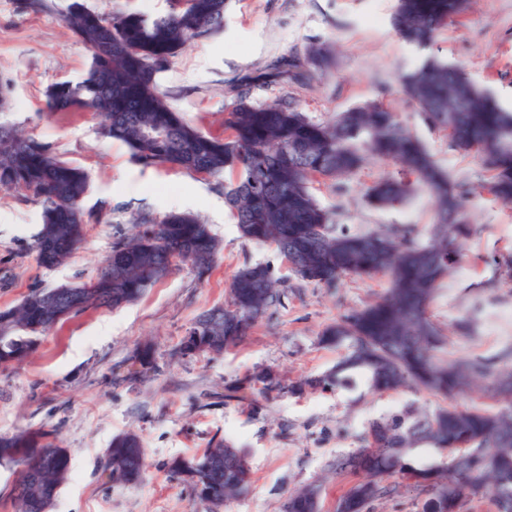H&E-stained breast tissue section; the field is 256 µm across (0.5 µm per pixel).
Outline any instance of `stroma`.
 Masks as SVG:
<instances>
[{
    "label": "stroma",
    "instance_id": "1",
    "mask_svg": "<svg viewBox=\"0 0 512 512\" xmlns=\"http://www.w3.org/2000/svg\"><path fill=\"white\" fill-rule=\"evenodd\" d=\"M70 0H53L49 13L23 9V0H0V125L14 126L89 175L84 200L102 211L80 247L60 266H39L31 246L40 207L18 193L0 191V310L18 304L36 286L52 287L95 277L112 245L130 235L147 213H192L209 224L223 250L205 278L180 264L136 301L118 309L89 311L44 335L22 363L0 367V436L16 431L55 433L70 459L69 476L51 512H208L187 486L173 478L169 462L201 454L227 439L249 450L252 483L223 512H282L295 488L320 484L323 512H334L348 487L333 475L338 455L359 448L369 423L410 407L426 411L441 398L409 389L372 395L363 389L322 392L294 386L322 375L343 349L319 336L344 313L385 293L387 276L344 279L330 290L315 284L290 291L262 317L239 346L221 355L183 356L180 342L196 317L225 305L234 274L246 264L267 263L278 276L293 274L276 250L240 238L224 190L216 179L138 161L129 147L103 138L92 112L53 113L46 91L58 81H81L90 65L87 48L65 27ZM396 0H230L220 30L191 39L158 76L170 105L201 131L224 135L233 86L263 72L281 57L305 58L326 44L332 61L315 69L304 86L253 87L250 100L265 104L292 97L314 122H331L349 107L379 102L395 112L445 169L451 181L468 183L466 213L473 228L462 242L463 259L442 282L430 306L451 360L492 359L512 348V205L488 190L490 173L476 154L452 147L447 131L425 121L403 92V73L434 56L460 67L512 110V0H471L469 8L420 49L402 41L392 25ZM385 161L368 162L347 178L316 181L311 191L334 211L337 227L365 233L390 225L412 226L427 240L434 205L415 190L402 205L378 208L367 198L378 179L395 174ZM150 346L154 369L133 355ZM269 370L282 391H266L257 373ZM139 435L147 467L134 486L108 477L113 438Z\"/></svg>",
    "mask_w": 512,
    "mask_h": 512
}]
</instances>
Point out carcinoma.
Here are the masks:
<instances>
[{"label": "carcinoma", "instance_id": "carcinoma-1", "mask_svg": "<svg viewBox=\"0 0 512 512\" xmlns=\"http://www.w3.org/2000/svg\"><path fill=\"white\" fill-rule=\"evenodd\" d=\"M156 18L126 9L108 15L72 0L65 24L91 51L85 78L57 82L47 91L51 112H95L101 134L124 142L145 164L167 163L192 174L220 178L224 202L240 237L275 248L297 282L286 284L264 263L235 274L230 301L201 314L188 331L181 353L221 354L240 345L288 290L308 284L336 288L347 277L390 278L386 293L326 328L321 341L343 347L345 355L329 372L300 387L361 386L371 394L410 388L453 401L481 388L500 403L495 412L441 406L433 412L408 409L372 421L363 446L336 458V475L351 478L336 500V512H372L373 502L395 492L393 478L417 491L418 512H467L476 498L490 512H512V367L485 359L450 362L438 355L441 329L429 314L443 279L462 259L460 239L470 189L450 182L418 139L380 103L352 107L334 123L310 121L288 100L256 106L246 89L224 119V137L189 124L167 102L157 76L190 39L219 27L226 0H168ZM462 14L457 0H397L393 26L405 42L432 45L448 21ZM259 78L304 84L310 80L299 59L270 63ZM404 88L436 126L451 128L452 145L485 158L489 190L512 204V113L501 109L456 67L429 60L408 74ZM389 161L400 177L383 178L369 191L376 207L403 204L415 188L433 200L436 224L428 241L414 239L410 226L391 225L368 233L335 232L333 213L310 191L317 178H342L369 159ZM87 173L46 145L0 126V189L33 199L41 224L32 249L38 264H62L84 240L92 214L83 207ZM221 251L210 227L186 213L156 221L136 219L135 230L113 243L97 275L65 288H33L21 302L0 310V366L20 362L41 336L59 323L101 308L137 300L182 263L198 278L212 271ZM109 477L135 485L146 470L145 450L134 433L115 437L107 449ZM17 468L16 512H49L69 473V456L48 431H21L0 437V464ZM171 475L212 509L228 506L251 485L247 453L221 441L192 458H176ZM321 486L292 491L283 512H320Z\"/></svg>", "mask_w": 512, "mask_h": 512}]
</instances>
